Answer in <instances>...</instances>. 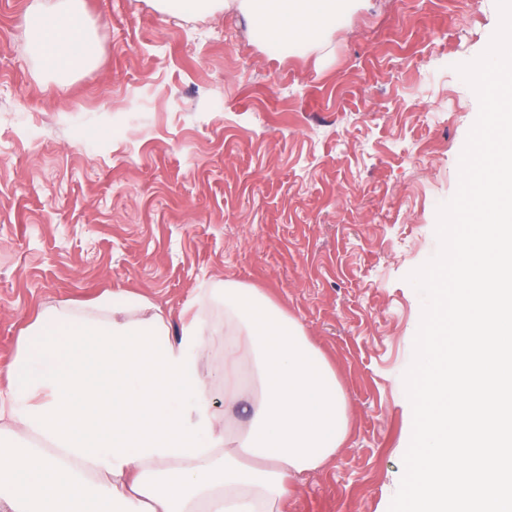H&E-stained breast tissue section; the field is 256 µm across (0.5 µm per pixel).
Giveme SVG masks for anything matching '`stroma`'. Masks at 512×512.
I'll list each match as a JSON object with an SVG mask.
<instances>
[{
  "label": "stroma",
  "instance_id": "stroma-1",
  "mask_svg": "<svg viewBox=\"0 0 512 512\" xmlns=\"http://www.w3.org/2000/svg\"><path fill=\"white\" fill-rule=\"evenodd\" d=\"M0 0V374L40 307L128 288L178 312L231 279L271 289L336 365L344 448L288 512H388L413 414L403 374L479 113L458 64L496 0H369L306 55L236 6L85 0L97 63L45 75ZM154 8L162 13L177 11L183 15L208 14L224 11L223 0H152Z\"/></svg>",
  "mask_w": 512,
  "mask_h": 512
}]
</instances>
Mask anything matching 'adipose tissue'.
Masks as SVG:
<instances>
[{
	"mask_svg": "<svg viewBox=\"0 0 512 512\" xmlns=\"http://www.w3.org/2000/svg\"><path fill=\"white\" fill-rule=\"evenodd\" d=\"M363 0H235L273 47L306 49ZM33 55L97 61L82 0H32ZM0 394V512H284L349 434L336 367L268 291L234 280L171 314L127 290L43 307Z\"/></svg>",
	"mask_w": 512,
	"mask_h": 512,
	"instance_id": "obj_1",
	"label": "adipose tissue"
}]
</instances>
